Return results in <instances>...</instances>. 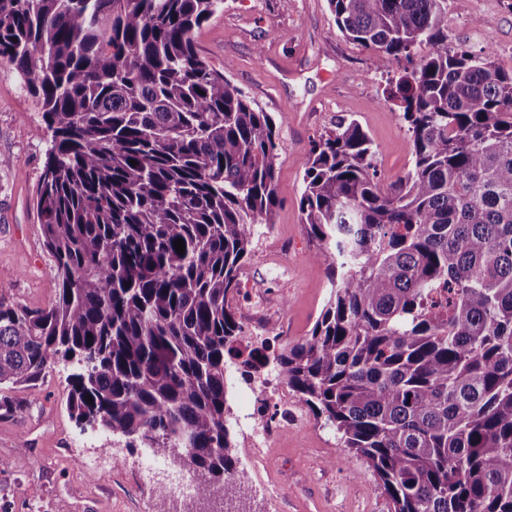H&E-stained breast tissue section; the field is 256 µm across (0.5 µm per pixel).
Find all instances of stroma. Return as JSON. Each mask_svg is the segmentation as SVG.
<instances>
[{
	"mask_svg": "<svg viewBox=\"0 0 512 512\" xmlns=\"http://www.w3.org/2000/svg\"><path fill=\"white\" fill-rule=\"evenodd\" d=\"M195 40L201 56L228 68L231 81L270 112L279 133L280 205L273 224L257 229L236 304L243 319L251 296L264 295L256 333L277 353L310 335L332 290L328 263L314 260L299 209L311 145L339 118L356 119L377 148L380 187L403 177L414 164L410 137L386 93L401 66L347 40L327 0H224ZM448 43L491 48L498 64L511 68L512 11L501 0H448ZM41 113L15 68L0 64V283L9 300L32 308L56 298L36 208L47 148ZM68 373L56 363L37 401L17 392L21 409L0 418V491L10 496V512H170L172 500L142 479L152 449L126 447L116 435L109 439L114 463L90 466L99 448L85 443L62 405ZM251 390L236 380L229 405L237 478L256 512H390L367 461L343 448L296 394L288 400L298 422L254 456ZM23 439L29 447L22 452ZM262 483L273 498L260 494Z\"/></svg>",
	"mask_w": 512,
	"mask_h": 512,
	"instance_id": "obj_1",
	"label": "stroma"
}]
</instances>
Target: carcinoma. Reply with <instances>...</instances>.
Wrapping results in <instances>:
<instances>
[{
  "instance_id": "carcinoma-1",
  "label": "carcinoma",
  "mask_w": 512,
  "mask_h": 512,
  "mask_svg": "<svg viewBox=\"0 0 512 512\" xmlns=\"http://www.w3.org/2000/svg\"><path fill=\"white\" fill-rule=\"evenodd\" d=\"M328 2L348 39L406 61L388 99L414 166L380 189L355 119L313 143L300 207L332 294L271 356L231 302L273 223L278 142L231 63L197 51L224 0H0V61L49 135L37 206L58 285L30 308L0 283V418L61 359L77 427L162 449L236 512L228 355L246 382L274 365L391 512H512V70L448 49V0Z\"/></svg>"
}]
</instances>
